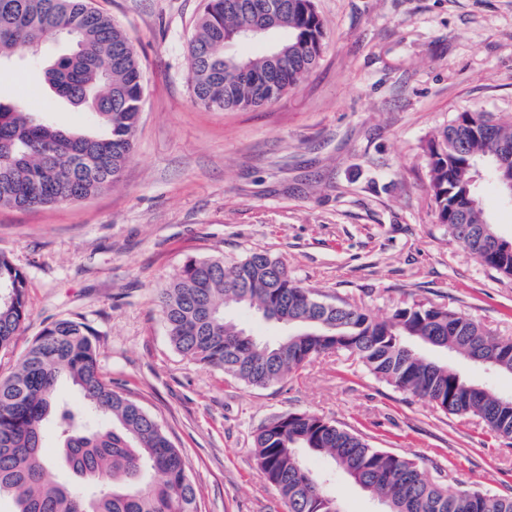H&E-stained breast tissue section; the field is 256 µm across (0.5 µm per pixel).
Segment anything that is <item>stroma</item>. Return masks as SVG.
I'll use <instances>...</instances> for the list:
<instances>
[{
	"mask_svg": "<svg viewBox=\"0 0 512 512\" xmlns=\"http://www.w3.org/2000/svg\"><path fill=\"white\" fill-rule=\"evenodd\" d=\"M130 36L144 74L133 154L120 181L88 200L0 207V253L27 278L29 316L8 376L48 323L82 318L118 390L157 418L184 455L199 512H285L259 474L253 437L287 412H310L415 460L445 489L512 493V440L376 380L352 357H320L269 388L225 381L170 346L158 295L191 258L262 248L327 300L378 318L403 303L470 314L512 339V278L490 270L440 224L426 146L458 113L512 116V0H315L327 38L296 89L250 110L198 106L189 42L203 0H94ZM17 49L0 98L28 85L36 112L81 129L89 115L55 96L44 67L66 53ZM428 358L512 395V375L429 346ZM345 512L379 504L325 458Z\"/></svg>",
	"mask_w": 512,
	"mask_h": 512,
	"instance_id": "stroma-1",
	"label": "stroma"
}]
</instances>
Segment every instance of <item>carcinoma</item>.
Segmentation results:
<instances>
[{
	"mask_svg": "<svg viewBox=\"0 0 512 512\" xmlns=\"http://www.w3.org/2000/svg\"><path fill=\"white\" fill-rule=\"evenodd\" d=\"M271 20L255 38L258 55L228 56L241 30ZM73 31L71 51L44 70L45 83L75 107L93 110L96 129L70 130L40 118L23 96L0 102V207L37 209L98 195L120 181L134 148L143 73L127 33L89 0H0V60L36 50L57 31ZM326 37L314 0H207L189 43L196 103L213 110L264 106L298 87L317 66ZM285 53L275 61L274 53ZM429 187L440 223L483 265L512 277V249L491 253L497 231L480 201V168L507 196L512 180V123L464 111L440 129L426 151ZM171 346L218 369L227 380L268 387L332 352L354 356L377 379L437 409L474 415L494 438L512 439V399L468 382L416 345L512 374V340L469 314L413 302L386 320L348 302H329L304 286L265 249L236 261L188 260L160 295ZM246 308L287 333L261 341L229 311ZM28 317L26 277L0 254V353ZM96 333L75 318L46 325L0 380V499L11 512H198L197 489L181 451L157 419L112 386L99 362ZM78 399L57 396L61 381ZM53 419L63 461L81 482L60 474L43 445ZM260 474L288 512H344L337 493L305 468L307 448L329 459L384 506L382 512H512V494L475 488L448 493L422 467L314 413L288 412L254 436Z\"/></svg>",
	"mask_w": 512,
	"mask_h": 512,
	"instance_id": "carcinoma-1",
	"label": "carcinoma"
}]
</instances>
